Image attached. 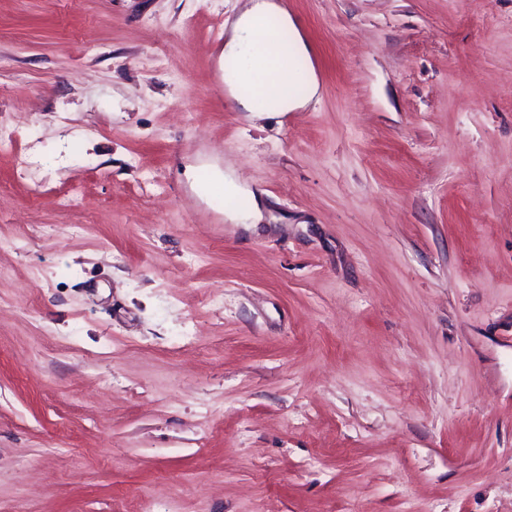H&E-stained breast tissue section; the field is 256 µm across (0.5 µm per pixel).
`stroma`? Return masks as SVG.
Here are the masks:
<instances>
[{
  "label": "stroma",
  "mask_w": 512,
  "mask_h": 512,
  "mask_svg": "<svg viewBox=\"0 0 512 512\" xmlns=\"http://www.w3.org/2000/svg\"><path fill=\"white\" fill-rule=\"evenodd\" d=\"M283 7L0 0V512H512V0ZM248 1L224 39V89L241 112L257 117L306 107L319 97V83L311 66L298 69L291 60L309 58L307 43L288 11L275 0ZM284 29L290 34L289 44L277 37ZM209 183L219 188L226 199L238 201V206L229 211L230 221L235 224H258L251 220L259 211V199L252 189L237 180L231 167L228 166L226 170L224 168V171L219 169L211 171Z\"/></svg>",
  "instance_id": "stroma-1"
}]
</instances>
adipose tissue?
<instances>
[{"label": "adipose tissue", "mask_w": 512, "mask_h": 512, "mask_svg": "<svg viewBox=\"0 0 512 512\" xmlns=\"http://www.w3.org/2000/svg\"><path fill=\"white\" fill-rule=\"evenodd\" d=\"M309 48L292 17L278 0H248L224 42V87L240 111L263 115L306 107L319 96L313 70L295 66ZM209 183L234 200L230 221L245 224L259 211L256 193L233 170H213Z\"/></svg>", "instance_id": "ef3b65f1"}]
</instances>
